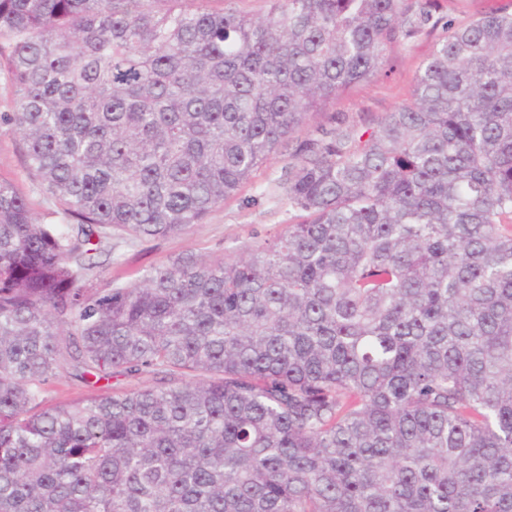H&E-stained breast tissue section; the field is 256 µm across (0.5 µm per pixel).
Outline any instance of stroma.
Wrapping results in <instances>:
<instances>
[{
  "mask_svg": "<svg viewBox=\"0 0 512 512\" xmlns=\"http://www.w3.org/2000/svg\"><path fill=\"white\" fill-rule=\"evenodd\" d=\"M443 33L438 26L412 41L391 44L387 50L388 75L360 82L326 103L295 131V139H304L319 127L335 128L340 116L366 127L376 126L384 113L410 101L415 76ZM287 164V154L274 155L253 172L235 195L215 208L205 223L190 225L181 234L136 242L113 240L112 265L104 278L95 280V287L136 280L144 270L189 251L208 260L233 259L287 225L302 223L305 213L289 205L280 186ZM0 180L13 182L28 196L38 222H55L50 199L26 172L19 137L6 132L0 133Z\"/></svg>",
  "mask_w": 512,
  "mask_h": 512,
  "instance_id": "35a3bbf8",
  "label": "stroma"
}]
</instances>
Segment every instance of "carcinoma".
I'll list each match as a JSON object with an SVG mask.
<instances>
[{"mask_svg":"<svg viewBox=\"0 0 512 512\" xmlns=\"http://www.w3.org/2000/svg\"><path fill=\"white\" fill-rule=\"evenodd\" d=\"M0 0L55 224L0 181V512H512V13L296 143L302 224L94 287L202 224L441 0ZM148 384L50 404L61 374Z\"/></svg>","mask_w":512,"mask_h":512,"instance_id":"obj_1","label":"carcinoma"}]
</instances>
